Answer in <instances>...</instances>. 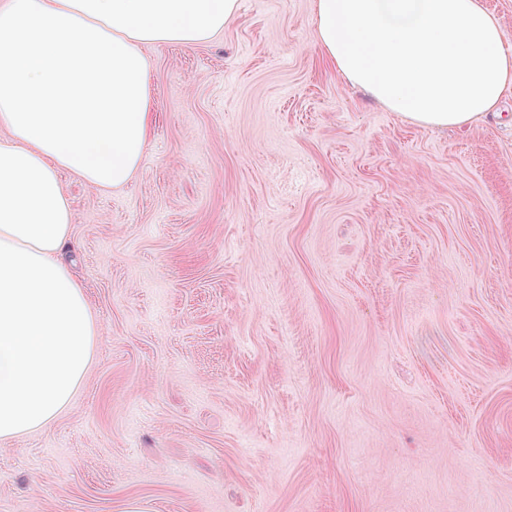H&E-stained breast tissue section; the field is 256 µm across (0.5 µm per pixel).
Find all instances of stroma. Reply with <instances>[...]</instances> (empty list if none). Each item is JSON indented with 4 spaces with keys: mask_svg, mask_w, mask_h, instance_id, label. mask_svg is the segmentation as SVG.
<instances>
[{
    "mask_svg": "<svg viewBox=\"0 0 512 512\" xmlns=\"http://www.w3.org/2000/svg\"><path fill=\"white\" fill-rule=\"evenodd\" d=\"M313 2L145 46L138 173L62 174L101 336L57 421L0 442V512H512V93L404 120Z\"/></svg>",
    "mask_w": 512,
    "mask_h": 512,
    "instance_id": "35a3bbf8",
    "label": "stroma"
}]
</instances>
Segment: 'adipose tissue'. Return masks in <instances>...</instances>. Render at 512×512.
I'll list each match as a JSON object with an SVG mask.
<instances>
[{"instance_id": "ef3b65f1", "label": "adipose tissue", "mask_w": 512, "mask_h": 512, "mask_svg": "<svg viewBox=\"0 0 512 512\" xmlns=\"http://www.w3.org/2000/svg\"><path fill=\"white\" fill-rule=\"evenodd\" d=\"M237 0H0V441L49 428L100 336L65 255L69 173L119 189L153 122L151 44L197 46ZM325 56L389 111L463 127L512 90V52L481 0H315Z\"/></svg>"}]
</instances>
